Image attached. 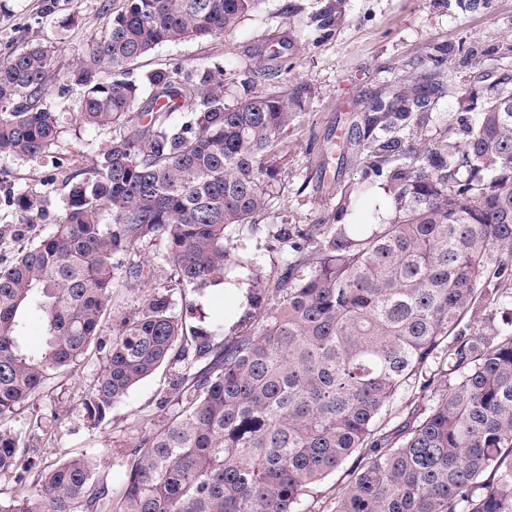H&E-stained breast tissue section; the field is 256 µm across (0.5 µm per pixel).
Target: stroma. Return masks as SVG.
Returning <instances> with one entry per match:
<instances>
[{
  "label": "stroma",
  "mask_w": 512,
  "mask_h": 512,
  "mask_svg": "<svg viewBox=\"0 0 512 512\" xmlns=\"http://www.w3.org/2000/svg\"><path fill=\"white\" fill-rule=\"evenodd\" d=\"M315 0H260L236 28L223 35L188 39L157 47L125 71L124 78L142 82L146 74L178 70L193 76L216 66L224 70V101L235 104L241 82L258 65V52H270L284 39H294L288 71L274 81H256L257 91H302L304 112L288 127L277 196L256 220L246 239L264 278H277L283 262L268 234L272 224L332 222L338 192L356 184L362 169L349 145L351 127L371 96L389 94L414 84L426 70L433 47L447 46L448 82L460 86L474 67H492L502 44L512 43V0H479L465 8L462 0H345V21L339 29L307 34L305 22ZM126 0H0V59L31 43L54 46V65L47 100L58 103L60 85L80 67L90 39L99 33ZM297 14H289V6ZM469 56L457 54V47ZM132 124L87 130L70 125L53 149L71 171L88 168L95 152L111 138L129 134ZM50 161L0 158V263L9 264L18 245L10 234L20 219L9 202L11 192L40 187ZM163 240L141 241L135 253L121 256L112 300L97 336L85 353L47 380L30 400L16 407L1 424L22 436L19 466L0 474V500L30 489L63 461L96 453V475L117 491L118 479L131 462V450L152 435L177 409L173 389L186 364L171 361L131 389L98 428H90L82 402L92 390L105 361L106 347L122 318L139 308L153 292H169L174 312L186 328L200 327L202 317L230 314L243 318L246 304L225 294L223 287L204 291L176 285L165 260ZM148 264L149 276L129 271L130 264ZM512 279L492 278L462 318L458 329L493 337L512 332Z\"/></svg>",
  "instance_id": "obj_1"
}]
</instances>
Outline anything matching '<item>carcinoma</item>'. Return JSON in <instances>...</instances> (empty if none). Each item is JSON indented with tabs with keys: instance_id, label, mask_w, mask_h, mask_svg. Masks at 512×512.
Instances as JSON below:
<instances>
[{
	"instance_id": "cac0c4a2",
	"label": "carcinoma",
	"mask_w": 512,
	"mask_h": 512,
	"mask_svg": "<svg viewBox=\"0 0 512 512\" xmlns=\"http://www.w3.org/2000/svg\"><path fill=\"white\" fill-rule=\"evenodd\" d=\"M258 2L127 0L72 74L79 124L127 120L139 96L117 78L127 65L162 44L227 33ZM317 3L314 30L342 25L344 0ZM294 50L292 39L279 43L255 74L278 78ZM447 55L434 48L435 73L367 102L355 123L361 181L336 204V223L273 225L285 263L272 281L245 255L240 231L276 198L301 92L248 88L228 105L218 66L194 78L147 75L155 94L138 113L143 125L112 138L86 170L57 162L44 189L12 193L21 240L50 189L67 188L53 230L0 267V417L83 354L111 300L114 255L156 235L182 286L247 278L256 326L223 344L221 320L193 331L178 351L187 362L181 409L132 449L116 512H296L343 468L334 512H512V333L456 332L492 254L512 258V65L478 68L451 88L440 80ZM53 65L43 44L0 60V157H47L66 132L64 113L46 102ZM448 93L451 120L437 111ZM377 185L391 215L344 221L351 194L368 197ZM31 315L43 321L38 348L21 343ZM184 335L165 293L124 318L82 402L91 427ZM415 385L434 391L431 403L383 431V412ZM20 444L0 429V474L15 470ZM108 496L82 456L0 512H103Z\"/></svg>"
}]
</instances>
